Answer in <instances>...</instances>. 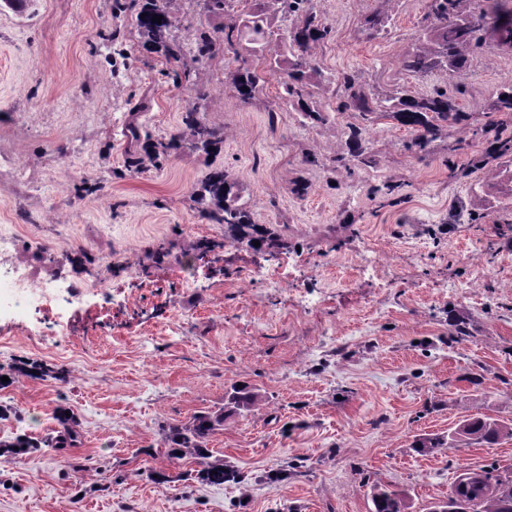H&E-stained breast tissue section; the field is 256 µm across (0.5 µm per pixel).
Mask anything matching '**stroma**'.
Masks as SVG:
<instances>
[{
  "mask_svg": "<svg viewBox=\"0 0 512 512\" xmlns=\"http://www.w3.org/2000/svg\"><path fill=\"white\" fill-rule=\"evenodd\" d=\"M429 5L310 0L329 31L311 55L333 78L308 100L320 123L281 100L277 77L244 101L226 81L234 61L147 49L131 0L0 7V225L39 274L94 286L56 335L39 314L0 319V440L45 437L62 410L81 433L64 451L1 454L0 512H374L377 482L427 512L462 470L512 467V438L417 451L467 419L512 421V192L476 163L512 56L484 50L459 81L405 71ZM345 73L381 97L462 83L466 119L423 151L378 120L370 164L345 167L363 124L336 109ZM192 104L223 144L134 166L128 125L166 140ZM218 169L279 246L225 241L202 216L195 193ZM35 363L67 377L31 375ZM240 385L256 396L246 410L230 402ZM218 408L208 448L237 476L210 485L193 460L169 463L162 429Z\"/></svg>",
  "mask_w": 512,
  "mask_h": 512,
  "instance_id": "stroma-1",
  "label": "stroma"
}]
</instances>
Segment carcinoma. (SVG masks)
<instances>
[{
    "instance_id": "1",
    "label": "carcinoma",
    "mask_w": 512,
    "mask_h": 512,
    "mask_svg": "<svg viewBox=\"0 0 512 512\" xmlns=\"http://www.w3.org/2000/svg\"><path fill=\"white\" fill-rule=\"evenodd\" d=\"M137 7L136 26L143 45L163 53L169 61H180L183 46L170 38L177 17L171 10L173 0H133ZM196 4L198 15L206 23L194 27L195 60L205 63L217 56L237 53L236 45L247 32L265 33L271 18L277 13L301 15L298 25L283 41L277 58H266L267 45L251 49L258 64L239 67L231 74V83L238 96L249 100L263 87L267 76L280 75L284 97L296 101L298 111L306 119L319 122L322 112L313 110L306 102L310 89L328 81L312 60L311 44L324 39L328 30L317 14L304 9L307 0H209L204 9L201 0ZM161 17V23L152 21ZM424 40L407 55L403 68L423 75L442 69L461 77L471 63L474 51L486 46L488 35L495 36L497 52L512 55V0H487L478 9L465 7V0H431L430 11L424 18ZM345 97L337 106L339 112H357L369 122L381 118L392 119L415 132L414 145L425 149L437 136L440 128L461 120L456 99L439 90L432 95L415 97L409 94L378 100L368 94L356 81L346 75L342 78ZM494 110L512 117V86L499 92ZM183 129L166 142L148 145L147 156L154 160L175 148L188 152H209L224 142V128L209 123L199 116L197 108L190 107L183 118ZM363 128L350 127L351 161L368 163L362 146ZM488 154L512 165V140H495ZM238 182L223 170H216L202 182L197 193V204L207 218L224 225L226 238L234 243L256 241L277 245V237L269 230L254 228L245 206L239 203ZM59 434L45 440H32L19 434L1 448H68L80 439L77 422L71 417L60 419ZM224 426V409L195 416L186 424L168 426L163 445L168 459L189 457L199 466L197 478L212 485H221L232 477L224 467V459L213 456L207 442L216 430ZM502 437L512 438V423L492 417L469 419L460 424L454 436L456 442L492 443ZM374 512H407V496L380 485L373 487ZM428 512H512V469L495 465L468 472L463 488L446 501L433 503Z\"/></svg>"
}]
</instances>
